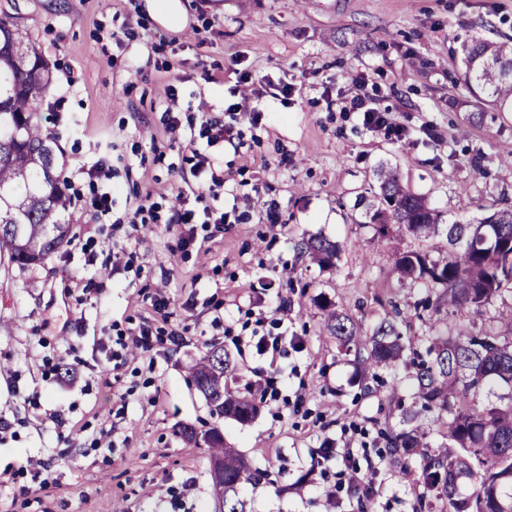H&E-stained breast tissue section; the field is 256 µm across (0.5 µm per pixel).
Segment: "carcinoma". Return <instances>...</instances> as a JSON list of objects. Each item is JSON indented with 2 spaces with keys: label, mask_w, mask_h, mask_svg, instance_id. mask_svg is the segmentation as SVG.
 I'll list each match as a JSON object with an SVG mask.
<instances>
[{
  "label": "carcinoma",
  "mask_w": 512,
  "mask_h": 512,
  "mask_svg": "<svg viewBox=\"0 0 512 512\" xmlns=\"http://www.w3.org/2000/svg\"><path fill=\"white\" fill-rule=\"evenodd\" d=\"M465 84L495 111L512 104V42L463 43ZM49 63L28 33L0 18V256L24 269L41 262L68 240L62 222L70 199L58 172L55 139L33 122L52 84ZM379 192L365 205V223L385 236L395 224L411 240L388 255L400 286L424 289L446 305L435 324L419 335L399 307L371 332L362 321L327 302L323 328L354 352L366 375L414 369V405L400 409V428L383 432L386 453L420 479L444 512H512V208L495 210L478 223H442L426 198L406 192L391 167L375 170ZM301 249L322 268L337 264L336 241L310 237ZM499 300L505 308L492 325L476 326L482 307ZM241 369L224 348L212 345L194 366L195 388L218 417L239 423L258 412L256 401L226 386ZM438 427L443 441L429 440ZM210 459L224 462V478L212 479L215 512H249L248 488L269 483L213 428L202 436Z\"/></svg>",
  "instance_id": "1"
}]
</instances>
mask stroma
Here are the masks:
<instances>
[{
    "mask_svg": "<svg viewBox=\"0 0 512 512\" xmlns=\"http://www.w3.org/2000/svg\"><path fill=\"white\" fill-rule=\"evenodd\" d=\"M5 15L53 68L35 119L68 194L111 193L112 212L71 206L70 242L25 270L0 260V512H213L208 448L185 426L220 428L269 471L272 484L247 493L251 512H359L362 496L370 512H412L424 487L393 469L381 431L413 383L402 368L363 376L318 303L369 327L399 301L384 255L408 239L375 237L355 206L377 192L378 166L449 219L512 206V112L465 88L461 51L512 38V0H0ZM241 71L288 90L251 99L258 121L233 128L223 231L194 225L182 251V225L121 223L145 201L167 210L185 187L189 146L162 123L168 86L179 105L201 96L219 114ZM357 94L404 139L343 111ZM100 160L109 178L89 181ZM313 235L341 244L335 267L299 253ZM143 326L151 350L114 367L117 337ZM256 330L281 336L280 352L258 354ZM213 344L248 382L276 379L248 423L212 415L189 380ZM29 459L47 466L48 488L22 492L15 471Z\"/></svg>",
    "mask_w": 512,
    "mask_h": 512,
    "instance_id": "35a3bbf8",
    "label": "stroma"
}]
</instances>
